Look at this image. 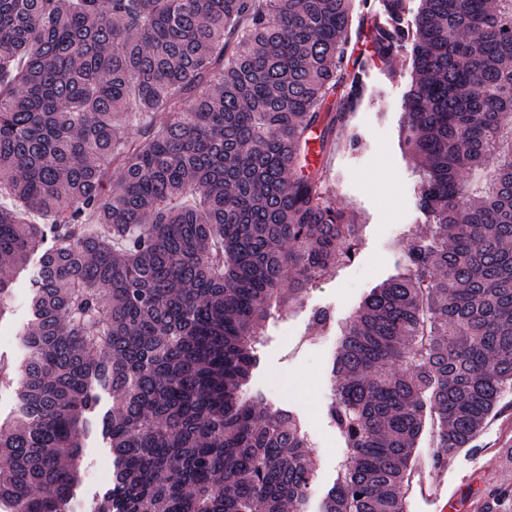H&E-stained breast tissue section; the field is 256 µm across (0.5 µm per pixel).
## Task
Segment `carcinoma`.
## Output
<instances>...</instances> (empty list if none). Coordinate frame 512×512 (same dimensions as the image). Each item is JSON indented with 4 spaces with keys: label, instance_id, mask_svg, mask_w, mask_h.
<instances>
[{
    "label": "carcinoma",
    "instance_id": "carcinoma-1",
    "mask_svg": "<svg viewBox=\"0 0 512 512\" xmlns=\"http://www.w3.org/2000/svg\"><path fill=\"white\" fill-rule=\"evenodd\" d=\"M264 2L0 0V318L30 271L10 512H66L97 420L114 474L94 512H304L300 422L243 388L271 311L355 252L327 166L304 168L365 86L344 66L352 0ZM381 5L374 55L412 46L430 233L343 331L327 413L351 452L321 512H404L426 422L445 464L512 389V0H422L411 27L405 0ZM467 499L506 512L512 481Z\"/></svg>",
    "mask_w": 512,
    "mask_h": 512
}]
</instances>
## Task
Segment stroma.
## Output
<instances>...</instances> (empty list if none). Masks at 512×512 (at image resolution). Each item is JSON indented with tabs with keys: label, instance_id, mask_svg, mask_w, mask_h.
Masks as SVG:
<instances>
[{
	"label": "stroma",
	"instance_id": "1",
	"mask_svg": "<svg viewBox=\"0 0 512 512\" xmlns=\"http://www.w3.org/2000/svg\"><path fill=\"white\" fill-rule=\"evenodd\" d=\"M377 9L376 0L354 4L346 60L364 63L368 90L349 114L340 132L342 145L329 160L333 206L356 214L363 226L358 250L331 278L315 282L301 304L269 319L248 384L266 404L295 412L302 423L316 460L305 512H321L346 457L344 441L326 414L341 332L373 288L404 272L415 234L428 229L417 206L418 173L401 140L403 103L413 76L411 50L403 48L387 65L372 59L362 18ZM353 137L359 141L355 149L347 146ZM28 295L27 278L19 276L10 309L0 319V361L13 369L26 355L19 334L29 321ZM321 313L326 322H317ZM431 443V437H424L416 450V468L425 485L444 480L449 490L459 492L479 487L498 452L512 448V415L492 414L476 442L457 449L447 466L433 465ZM112 473V454L102 442L100 426H93L85 439L75 495L85 512L109 487Z\"/></svg>",
	"mask_w": 512,
	"mask_h": 512
}]
</instances>
